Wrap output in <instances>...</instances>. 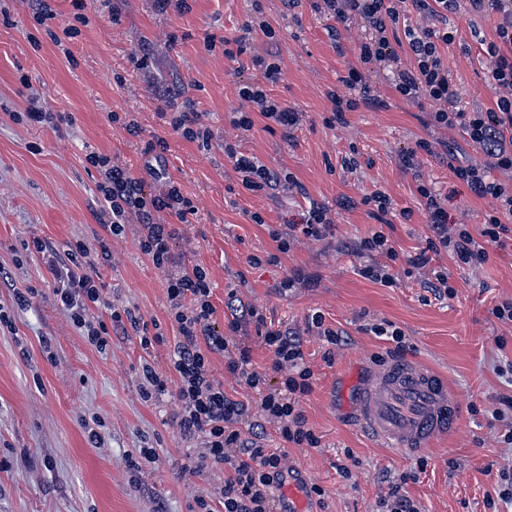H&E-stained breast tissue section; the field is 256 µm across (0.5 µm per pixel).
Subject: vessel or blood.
Listing matches in <instances>:
<instances>
[{
	"label": "vessel or blood",
	"mask_w": 512,
	"mask_h": 512,
	"mask_svg": "<svg viewBox=\"0 0 512 512\" xmlns=\"http://www.w3.org/2000/svg\"><path fill=\"white\" fill-rule=\"evenodd\" d=\"M355 412L365 431L398 455L429 450L458 428V403L436 372L409 359L374 370L358 393ZM305 478L289 480L278 512H308Z\"/></svg>",
	"instance_id": "1"
}]
</instances>
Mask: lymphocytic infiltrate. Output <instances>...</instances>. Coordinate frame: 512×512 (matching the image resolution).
Listing matches in <instances>:
<instances>
[{
	"instance_id": "obj_1",
	"label": "lymphocytic infiltrate",
	"mask_w": 512,
	"mask_h": 512,
	"mask_svg": "<svg viewBox=\"0 0 512 512\" xmlns=\"http://www.w3.org/2000/svg\"><path fill=\"white\" fill-rule=\"evenodd\" d=\"M313 11L346 25L360 20L365 39L359 45V65L349 66L335 90L329 91L332 114L328 126L344 124L346 113L360 106L382 107L379 97L369 95L363 66L371 65L392 76L396 93L404 100L427 103V123L434 127L460 128L467 142L479 146L485 162L459 163L453 168L455 178L481 199H490L492 211L487 214L479 235H472L466 225H449L448 209L442 197L427 182H419L416 190L427 214L430 234L426 245L407 257L415 270L427 267L434 255L449 251L459 267H477L489 257V246H505L512 240V0H469L473 12L496 11L503 16L496 29L495 41L485 52L490 79L503 94L495 107L464 111L459 104L461 89L452 81L442 59V47L453 40L448 29V14L458 0H309ZM423 15L427 26H401L406 7ZM402 28L409 66H402L392 46L390 29ZM254 31L261 35L272 51L269 57H255L254 63L264 70V80L238 88L239 97L248 102L250 111L235 112L234 127L248 131L255 118L276 125L284 137H291L300 124L299 112L272 97L269 86L276 83L281 68L275 56L280 45L277 30L263 20L256 21ZM168 124L177 135L195 143L200 151L210 152L214 131L202 113L188 109L170 113ZM169 149L166 138L153 137L144 152L151 158L146 177L134 176L128 167L110 155L90 152L87 166L100 175L96 184L99 216L105 237L96 246L75 240L64 250L53 249L45 240L32 241L35 252L46 255L53 277L54 294L67 312L73 328L96 350H105L110 330L132 326L142 350H149L163 339L162 334H149L141 317L125 307L112 306L106 299L104 285L98 275L100 261H111V237L120 235L126 224L140 226L137 248L154 268L167 274L165 295L167 314L175 329L174 347L169 355L170 373L159 372L152 364L142 366L140 396L156 401L172 396L177 404L176 422L182 433L199 440V452L189 457L187 471L192 474L222 472L224 479L213 496L196 500L197 512H214V504H222L224 512H276L278 491L285 474V445L316 448L320 438L308 425L300 408L303 396L312 390L313 371L306 363L302 343L297 335L268 327L266 316L256 306L245 307L232 316L226 330H219L213 316V285L201 266L176 268L173 252L175 231L166 217L185 220L194 213L193 201L178 184L164 179L161 164ZM233 162L242 186L251 192L288 191L304 193V186L288 172L268 167L257 157L239 152L234 144L224 146ZM163 180L160 191L146 188L147 178ZM334 222L330 209L310 203L300 220L288 231L273 232L277 251L265 261L277 262L279 254L288 253L296 236L319 241L331 235ZM359 254L385 255L386 263H372L360 268L365 279L385 286L395 281L387 263L398 258L397 251L383 232H375L361 240ZM250 257V265L264 261ZM107 309V318H99L98 309ZM251 322L262 331L261 340L274 356L273 368L282 380L270 384L266 373L253 369L250 349L237 341L243 323ZM223 354L224 369L238 382L256 393L258 413L264 422L273 424L282 447L269 448L261 435L244 437L240 425L249 417L245 404L229 398L224 386L213 375L210 356Z\"/></svg>"
}]
</instances>
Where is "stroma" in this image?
<instances>
[{"mask_svg":"<svg viewBox=\"0 0 512 512\" xmlns=\"http://www.w3.org/2000/svg\"><path fill=\"white\" fill-rule=\"evenodd\" d=\"M55 17L48 26L33 20L38 0H0V303L11 304L12 287H34L31 306L14 310V334H0V512H191L198 496L212 492L221 474L184 472L196 440L176 424V404L163 396L144 402L139 393L142 362L169 368L173 329L166 314L165 275L135 245L137 225H127L112 241V260L99 267L112 303L131 308L144 321L161 325L165 341L143 352L134 331L110 334L98 352L71 327L53 295L54 282L42 255L25 251L31 238L55 248L81 239L96 245L103 229L97 219L98 174L84 157L97 151L118 158L142 176L145 144L165 137V174L180 183L196 206L178 224L175 254L182 266L201 265L214 288V319L226 326L229 293L243 305L263 309L273 327L299 333L313 388L301 401L308 425L320 436L316 448H288V464L325 492L313 512H377L392 484L420 505L421 512H491L497 472L512 463V449L501 447V422L491 411L512 385L497 367L512 359V327L491 313L512 298V248L489 247V258L475 269L460 268L450 253L435 256L430 269L406 275L405 258L426 244L425 211L416 191L430 180L446 198L448 221L478 230L491 209L454 178L442 143L461 145L466 160L483 161L475 145L457 128L426 126L420 105L393 90L386 75L367 80L383 108L360 107L345 124L331 127L327 94L349 66L358 62L364 35L359 23L333 38L335 22L314 12L308 0L285 9L282 0H190L185 12L158 11L154 0H123L122 21L112 24L102 0H84L87 23L75 39L55 44L50 31L73 20V0H50ZM264 19L279 30L282 75L271 93L302 114L292 139L269 131L263 120L252 130L234 129L231 118L247 104L238 95L243 82H259L262 71L251 54L224 56L225 41L246 34L251 21ZM500 14L473 13L459 0L449 13L454 39L443 52L453 81L463 92V109L494 107L483 42L496 38ZM148 50L146 66L133 55ZM38 92L51 111L65 116L60 128L12 120L25 109L22 86ZM194 105L203 112L221 144L202 154L164 122V112ZM136 113L142 127L129 135L112 113ZM420 140L432 152H419L417 165L402 170L400 156ZM235 144L269 167L292 173L305 195H269L245 190L222 148ZM357 151L356 172L341 161ZM384 190L392 201L386 220L369 207L344 209L346 197ZM335 214V227L320 241L299 239L276 252L272 231L298 222L309 202ZM264 221L252 223L250 213ZM385 231L399 254L387 287L363 278L371 256L353 248L361 238ZM262 265H249L250 256ZM448 272L454 295H435L427 281L431 269ZM298 275L291 290L280 287ZM321 312L340 343L333 364L322 358L325 343L307 321ZM392 322L405 334V358L440 374L458 395L462 425L425 453L397 459L375 445L361 428L352 404L360 383L377 361L390 357L389 342L365 330L366 324ZM100 418L105 437L92 447L85 421ZM155 448L141 472L128 467L138 448ZM354 481H346L342 468Z\"/></svg>","mask_w":512,"mask_h":512,"instance_id":"stroma-1","label":"stroma"}]
</instances>
